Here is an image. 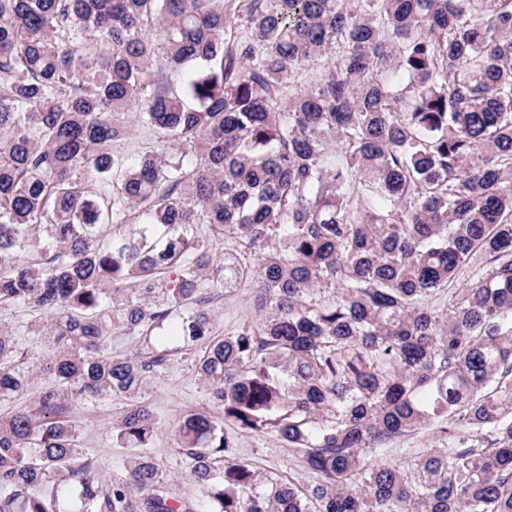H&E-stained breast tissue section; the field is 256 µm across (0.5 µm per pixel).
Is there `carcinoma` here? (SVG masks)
<instances>
[{"label":"carcinoma","instance_id":"carcinoma-1","mask_svg":"<svg viewBox=\"0 0 512 512\" xmlns=\"http://www.w3.org/2000/svg\"><path fill=\"white\" fill-rule=\"evenodd\" d=\"M135 122L178 152L116 150ZM202 228L257 265H213ZM246 281L256 319L216 338L207 292ZM11 307L51 316L57 384L0 417V512H512V0H0ZM197 345L199 497L148 455L100 473L72 403L125 399L116 439L145 448L147 379ZM17 354L0 328V400L34 383ZM226 424L318 481L255 490ZM425 424L448 447L369 462Z\"/></svg>","mask_w":512,"mask_h":512}]
</instances>
